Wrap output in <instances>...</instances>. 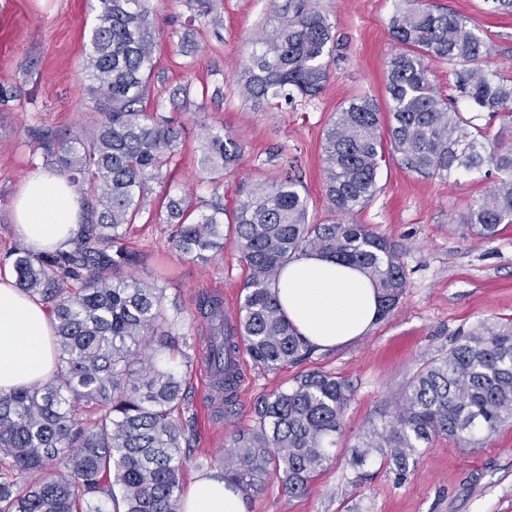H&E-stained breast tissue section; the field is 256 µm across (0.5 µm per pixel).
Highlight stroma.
<instances>
[{
    "instance_id": "35a3bbf8",
    "label": "stroma",
    "mask_w": 512,
    "mask_h": 512,
    "mask_svg": "<svg viewBox=\"0 0 512 512\" xmlns=\"http://www.w3.org/2000/svg\"><path fill=\"white\" fill-rule=\"evenodd\" d=\"M285 2L212 0L211 17L199 19L187 0H151L160 31L153 96L182 125L183 135L164 180L149 184L145 216L169 192L194 199L216 192L230 209L253 183L288 171L303 182L310 223L330 219L324 131L353 97L368 95L387 105V63L399 50L389 33L395 0H317L338 42L324 89L311 100L258 107L241 97L236 76L254 39ZM437 2L466 17L486 41V71L512 78V14L491 12L488 0ZM93 4L0 0V84L18 87L22 96L13 110L0 112V260L18 240L12 200L42 164L30 155L29 128L65 132L95 123L84 70ZM186 82L193 89L189 102L172 106L170 90ZM203 122L224 129L242 147L238 165L216 178L202 165ZM495 181L489 166L448 179L409 171L392 158L383 162L379 192L356 219L404 246L408 285L401 303L368 336L344 347L312 351L302 362L273 371L245 359L244 384L230 412L218 411L209 398V373L201 363L207 334L194 299L199 291L215 292L226 308L238 309L248 270L232 242H225L223 253L197 261L173 250L170 226L138 219L127 234L139 256L129 273L147 281L163 273L172 333L192 344L198 357L186 374L184 421L193 442L183 485L198 475V462L223 456L236 434L253 427L257 402L288 389L299 375L322 371L354 388L331 462L296 497L284 494L279 473L268 470L259 493L246 500V512H512V423L475 449L437 438L401 477L378 456L360 469L349 462L351 448L391 411L394 397L419 370L445 356L456 337L483 322L512 318V224L500 225L494 240L482 242L462 222L470 203Z\"/></svg>"
}]
</instances>
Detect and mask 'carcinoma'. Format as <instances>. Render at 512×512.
<instances>
[{
	"label": "carcinoma",
	"mask_w": 512,
	"mask_h": 512,
	"mask_svg": "<svg viewBox=\"0 0 512 512\" xmlns=\"http://www.w3.org/2000/svg\"><path fill=\"white\" fill-rule=\"evenodd\" d=\"M98 4L84 65L96 123L89 131L38 126L30 134L32 155L68 177L83 210L72 245L33 254L18 244L9 252L17 288L49 311L57 371L43 384L0 395V512H179L190 460L181 414L193 357L170 331L165 289L114 277L134 264L127 227L143 212L148 183L170 168L182 128L150 106L159 30L148 0ZM390 35L399 52L386 71L388 117L376 100L359 96L339 108L325 132V196L335 218L307 223V197L290 175L254 184L230 213L215 194L196 202L168 194L157 214L171 226L173 248L195 259L223 250L224 223L232 224L248 269L237 318H226L221 296L197 298L212 386L228 405L238 379L231 365L237 341L266 370L311 352L273 292L293 257L315 252L362 268L379 290L382 318L401 302L402 247L343 220L376 197L385 156L441 178L492 166L497 182L462 223L485 241L512 224V80L483 68L487 43L442 5L397 0ZM335 48L315 0H288V11L256 40L237 78L240 93L256 105L312 98L329 77ZM434 59L451 66L453 93L433 83ZM462 103L500 117L492 149ZM200 130L211 169L238 163L237 140L206 124ZM352 393L331 374L295 378L255 408V426L212 468L246 497L272 465L285 493L305 492L330 461ZM511 420L512 320L486 322L413 377L389 419L351 449V464L362 468L377 453L404 472L424 443L446 436L469 447Z\"/></svg>",
	"instance_id": "carcinoma-1"
}]
</instances>
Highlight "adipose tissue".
<instances>
[{"instance_id": "1", "label": "adipose tissue", "mask_w": 512, "mask_h": 512, "mask_svg": "<svg viewBox=\"0 0 512 512\" xmlns=\"http://www.w3.org/2000/svg\"><path fill=\"white\" fill-rule=\"evenodd\" d=\"M12 209L19 237L38 252L76 236L82 203L65 176L40 170L24 181ZM274 291L285 316L317 349L360 339L379 319L378 291L371 278L332 257L309 254L288 261ZM51 336L42 304L19 291L10 272H0V394L53 375ZM181 512H245V499L241 490L208 474L190 485Z\"/></svg>"}]
</instances>
